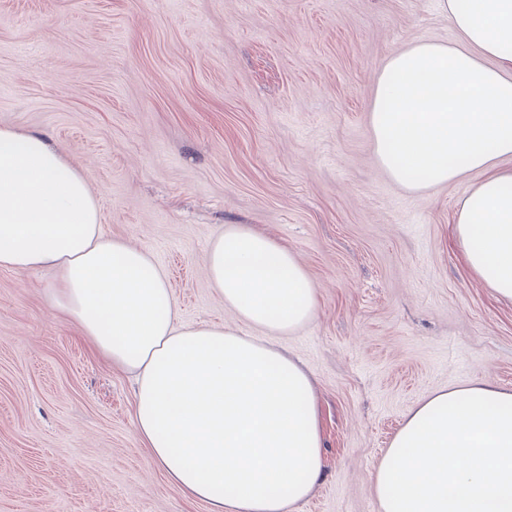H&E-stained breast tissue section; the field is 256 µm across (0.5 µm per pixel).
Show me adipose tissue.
<instances>
[{
  "instance_id": "adipose-tissue-1",
  "label": "adipose tissue",
  "mask_w": 512,
  "mask_h": 512,
  "mask_svg": "<svg viewBox=\"0 0 512 512\" xmlns=\"http://www.w3.org/2000/svg\"><path fill=\"white\" fill-rule=\"evenodd\" d=\"M454 43L392 53L370 109L379 166L410 189L484 172L456 232L470 269L512 302V0H438ZM0 266L55 272L47 295L137 375L135 429L209 512H285L323 472L309 375L246 335L290 333L316 288L285 246L225 225L205 255L234 324L183 325L163 269L104 236L98 200L48 134L0 129ZM380 512H512V391L472 385L411 411L373 473Z\"/></svg>"
}]
</instances>
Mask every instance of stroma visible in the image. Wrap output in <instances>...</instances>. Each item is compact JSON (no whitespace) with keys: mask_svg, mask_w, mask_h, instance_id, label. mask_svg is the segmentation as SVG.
Listing matches in <instances>:
<instances>
[{"mask_svg":"<svg viewBox=\"0 0 512 512\" xmlns=\"http://www.w3.org/2000/svg\"><path fill=\"white\" fill-rule=\"evenodd\" d=\"M456 38L437 0H0V128L44 132L106 237L150 253L189 324L236 323L205 271L246 224L290 249L312 320L261 333L312 377L323 476L286 512H379L372 475L434 393L512 389V303L454 217L484 175L411 191L378 165L386 57ZM0 267V512H208L138 437L135 376Z\"/></svg>","mask_w":512,"mask_h":512,"instance_id":"1","label":"stroma"}]
</instances>
